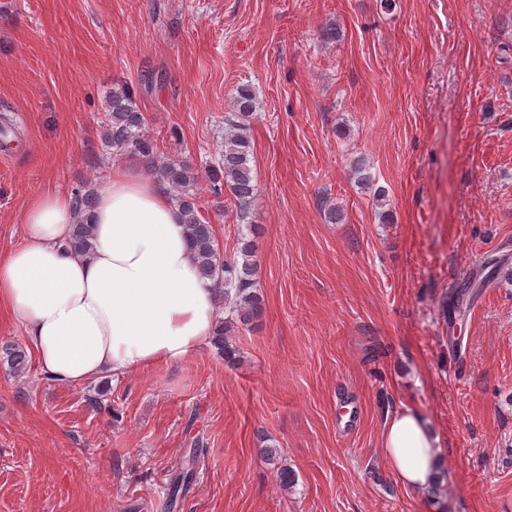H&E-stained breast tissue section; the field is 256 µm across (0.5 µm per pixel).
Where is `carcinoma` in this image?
<instances>
[{"instance_id":"obj_1","label":"carcinoma","mask_w":512,"mask_h":512,"mask_svg":"<svg viewBox=\"0 0 512 512\" xmlns=\"http://www.w3.org/2000/svg\"><path fill=\"white\" fill-rule=\"evenodd\" d=\"M257 109L255 91L245 84L238 86L231 111L224 113L223 148L202 174L188 161L162 157L156 141L146 131L144 113L127 88L112 92L103 125V139L111 154L138 156L147 171L173 191V200L184 215L187 236L199 268L224 299V316L215 322L212 342L229 364L238 361L237 350L231 343L232 335L239 326H246L257 318L262 309L256 281L257 254L254 241L246 234L240 237L235 254L229 257L221 254L212 224L202 214L196 190L199 178H205L213 197L229 196L238 223H246L256 190L251 125ZM95 203L92 187L83 185L73 190L72 205L77 213L90 214ZM92 241V225L84 221L73 225L68 242L71 250L87 254L92 249ZM0 360L15 372L25 370L28 364L26 353L16 348L5 349ZM260 458L273 466L282 489L295 485L296 473L285 462L280 449L262 448Z\"/></svg>"}]
</instances>
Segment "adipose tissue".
<instances>
[{"label":"adipose tissue","instance_id":"1","mask_svg":"<svg viewBox=\"0 0 512 512\" xmlns=\"http://www.w3.org/2000/svg\"><path fill=\"white\" fill-rule=\"evenodd\" d=\"M87 218L93 248L67 249L77 217L69 196L46 193L23 213V242L0 257V306L55 384L81 385L180 360L213 332L215 290L190 248L183 217L155 177L113 168ZM385 461L406 487L438 476L440 439L415 410L384 421Z\"/></svg>","mask_w":512,"mask_h":512}]
</instances>
